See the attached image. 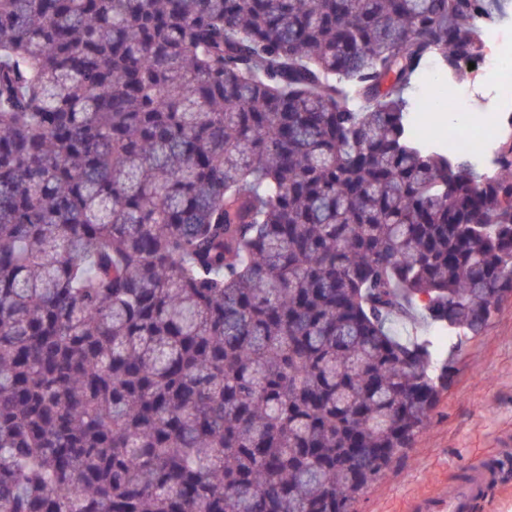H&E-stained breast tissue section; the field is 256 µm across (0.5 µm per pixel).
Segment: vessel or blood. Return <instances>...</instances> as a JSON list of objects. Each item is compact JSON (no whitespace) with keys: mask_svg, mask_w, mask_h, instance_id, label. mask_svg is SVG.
<instances>
[{"mask_svg":"<svg viewBox=\"0 0 512 512\" xmlns=\"http://www.w3.org/2000/svg\"><path fill=\"white\" fill-rule=\"evenodd\" d=\"M502 482L499 469L473 465L464 479L449 484L443 493L414 501L412 512H476Z\"/></svg>","mask_w":512,"mask_h":512,"instance_id":"obj_1","label":"vessel or blood"}]
</instances>
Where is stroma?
<instances>
[{"mask_svg":"<svg viewBox=\"0 0 512 512\" xmlns=\"http://www.w3.org/2000/svg\"><path fill=\"white\" fill-rule=\"evenodd\" d=\"M512 461V297L485 331L459 340L447 390L411 448L354 504L409 512L416 498L462 478L475 461Z\"/></svg>","mask_w":512,"mask_h":512,"instance_id":"35a3bbf8","label":"stroma"}]
</instances>
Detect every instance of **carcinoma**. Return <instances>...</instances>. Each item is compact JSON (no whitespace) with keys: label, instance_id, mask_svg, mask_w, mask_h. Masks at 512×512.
<instances>
[{"label":"carcinoma","instance_id":"carcinoma-1","mask_svg":"<svg viewBox=\"0 0 512 512\" xmlns=\"http://www.w3.org/2000/svg\"><path fill=\"white\" fill-rule=\"evenodd\" d=\"M502 2L0 0V512H353L512 295L411 130Z\"/></svg>","mask_w":512,"mask_h":512}]
</instances>
